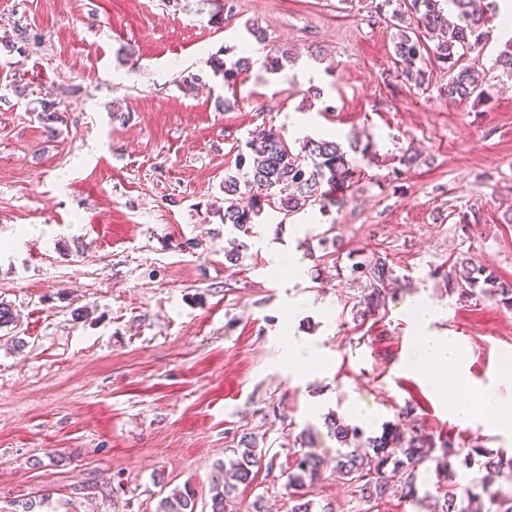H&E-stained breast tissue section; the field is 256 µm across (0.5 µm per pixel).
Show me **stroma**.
Here are the masks:
<instances>
[{
  "instance_id": "1",
  "label": "stroma",
  "mask_w": 512,
  "mask_h": 512,
  "mask_svg": "<svg viewBox=\"0 0 512 512\" xmlns=\"http://www.w3.org/2000/svg\"><path fill=\"white\" fill-rule=\"evenodd\" d=\"M0 0V512H156L192 487L211 512L210 475L241 436L262 451L236 512L262 499L288 512V467L308 432L326 464L308 497L336 512H430L396 496L365 502L334 472L326 414L368 410L367 435L407 410V424L512 455V439L461 427L403 367L415 342L413 301L430 331L454 333L474 378L512 355V313L449 293L468 256L512 285V81L488 38L478 67L488 103L451 104L403 84L399 31L371 0ZM261 28L256 42L247 25ZM288 49L285 74L252 62L237 90L213 79L221 49ZM27 74L25 95L8 85ZM195 77L193 86L184 80ZM62 103L46 129L35 107ZM314 117L312 137H373L378 159L350 155L343 208L265 209L251 235L225 225L224 177L251 131ZM417 154L402 179L388 175ZM472 221L460 223V214ZM238 250L239 258L225 254ZM296 254L304 281L274 275L270 255ZM388 256L407 276L378 313L349 268ZM319 352V371H288L289 339Z\"/></svg>"
}]
</instances>
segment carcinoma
Returning a JSON list of instances; mask_svg holds the SVG:
<instances>
[{
	"mask_svg": "<svg viewBox=\"0 0 512 512\" xmlns=\"http://www.w3.org/2000/svg\"><path fill=\"white\" fill-rule=\"evenodd\" d=\"M400 6L393 9L391 17L400 20L404 11L416 14V24L402 31L394 44L396 70L405 83L419 90L428 85L425 54L432 53L433 60L448 70V84L439 88L440 96L450 102L473 99L477 102L489 98L475 76L474 66L462 65L466 55L482 47L485 33L481 31L484 17L475 0H448L455 8V17L444 19L442 0H379L374 5L381 13L393 2ZM431 35L434 45L423 42L420 32ZM288 64V52L273 50L265 58L263 67L269 74H279ZM495 66L512 79V37L495 59ZM213 76L227 87H234L240 75L250 68L244 56L225 59L215 53L210 58ZM39 119L46 126L60 119L61 102L48 95L39 101ZM251 154H239L238 166L246 167L224 179V223L245 234L251 232L265 206H274L286 215L299 213L324 201L340 206L343 196L330 197L325 188L341 187L350 177L349 151L361 152L376 158V143L370 139L364 144L354 141L347 145L338 140L305 137L299 150H293L281 131L274 126H264L247 141ZM354 279H365L367 288L363 304L368 312L376 313L386 305L388 286L395 279V269L387 256L374 255L350 268ZM496 277L485 274V269L469 257L458 258L453 272L448 274L450 291L469 298L479 284L481 292L496 299L507 311L512 312V289L495 287ZM328 434L336 441V472L351 487L352 492L367 500H379L393 492L413 503L419 499L417 480L421 471H430L428 463L441 453L445 463L435 468L437 495L433 496V512H512V497H506L484 481H473L459 488L454 461L469 469L475 465L498 477L512 475V456L504 451L495 453L477 445L467 453L455 448L448 440L416 430L405 433L403 421L388 422L378 436H367L359 425L349 423L344 417L332 414L326 418ZM233 457L219 462L211 476L210 491L212 512H226L227 502L236 498L240 487H249L254 480V468L261 457L256 450V440L245 435L237 448L231 449ZM295 460L289 467L288 488L295 492L312 486L319 478L324 460L321 455L300 449L294 452ZM400 477L399 485L391 484ZM158 512H195L192 490L177 489L162 498Z\"/></svg>",
	"mask_w": 512,
	"mask_h": 512,
	"instance_id": "carcinoma-1",
	"label": "carcinoma"
}]
</instances>
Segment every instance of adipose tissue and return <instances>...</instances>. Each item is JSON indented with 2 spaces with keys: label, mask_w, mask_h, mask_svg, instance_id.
Wrapping results in <instances>:
<instances>
[{
  "label": "adipose tissue",
  "mask_w": 512,
  "mask_h": 512,
  "mask_svg": "<svg viewBox=\"0 0 512 512\" xmlns=\"http://www.w3.org/2000/svg\"><path fill=\"white\" fill-rule=\"evenodd\" d=\"M411 313L420 336L405 363L406 368L420 376L436 396H443L452 384L468 393V400L451 410L452 418L460 426L479 423L494 434L512 437V400L502 399L498 394L501 385L512 383V358L504 359L486 378H474L458 336L430 332L432 313L422 303H413Z\"/></svg>",
  "instance_id": "ef3b65f1"
}]
</instances>
